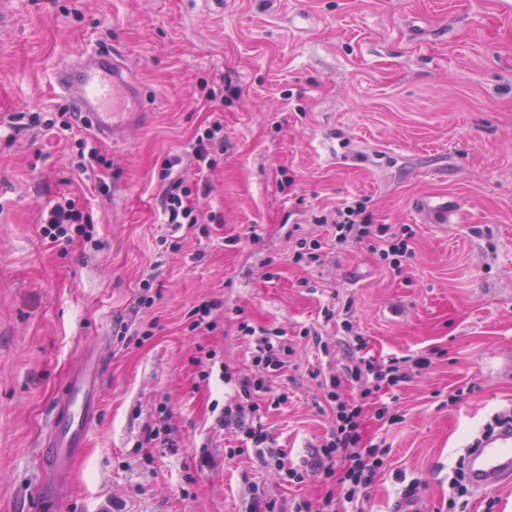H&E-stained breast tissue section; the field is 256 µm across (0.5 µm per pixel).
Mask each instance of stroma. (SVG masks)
Masks as SVG:
<instances>
[{"label":"stroma","mask_w":512,"mask_h":512,"mask_svg":"<svg viewBox=\"0 0 512 512\" xmlns=\"http://www.w3.org/2000/svg\"><path fill=\"white\" fill-rule=\"evenodd\" d=\"M123 54L148 97L143 125L80 172L89 132L54 91L65 55ZM215 94L224 151L203 210L158 257L168 229L157 179L187 154ZM40 113L42 125L9 117ZM53 127H45V120ZM106 191H99V184ZM83 199L93 241L67 251L40 229L57 199ZM363 197L374 224L412 227L413 254L393 273L366 246L336 244L320 218ZM448 205V221L432 213ZM323 245L293 262L292 225ZM155 273L153 307L138 308ZM217 301L216 327L189 312ZM350 306L352 331L324 321ZM280 327L296 350L271 374L288 402L263 423L289 466L310 470L331 426L320 378L343 376L354 337L377 359L430 354L399 392L402 421H370L391 453L366 512H394L418 481L422 512H448V478L465 445L512 408V0H8L0 15V512H244L250 484L292 512L321 497L254 455L227 459L215 423L226 386L199 379L214 355L252 372L241 322ZM142 331L126 344L123 326ZM110 346L101 411L72 482L55 501L39 443L59 384L81 348ZM328 351H321L320 342ZM461 398L449 402L448 397ZM178 446L144 441L161 409Z\"/></svg>","instance_id":"1"}]
</instances>
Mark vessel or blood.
Wrapping results in <instances>:
<instances>
[{
    "mask_svg": "<svg viewBox=\"0 0 512 512\" xmlns=\"http://www.w3.org/2000/svg\"><path fill=\"white\" fill-rule=\"evenodd\" d=\"M53 87L74 107L94 138L119 143L144 121L147 103L140 84L115 51L91 48L63 59L53 73ZM105 352L88 349L60 387V397L43 445L57 485H66L72 461L85 446L98 411L99 381ZM470 482L486 490L512 480V425L482 438L466 460Z\"/></svg>",
    "mask_w": 512,
    "mask_h": 512,
    "instance_id": "vessel-or-blood-1",
    "label": "vessel or blood"
}]
</instances>
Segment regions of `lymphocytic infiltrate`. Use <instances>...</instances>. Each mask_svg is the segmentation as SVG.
<instances>
[{
    "instance_id": "obj_1",
    "label": "lymphocytic infiltrate",
    "mask_w": 512,
    "mask_h": 512,
    "mask_svg": "<svg viewBox=\"0 0 512 512\" xmlns=\"http://www.w3.org/2000/svg\"><path fill=\"white\" fill-rule=\"evenodd\" d=\"M181 162L179 155H167L158 170V178L164 185L161 207L174 231L173 236L161 238L160 243L165 250L172 252L180 247L178 231L194 227L200 221L191 201L192 195L205 197L212 191L208 181L190 187L183 179L175 177L173 171ZM366 209L367 201L363 198L336 209L331 226L337 244L364 245L387 261L393 273H401L412 255V228L368 223ZM93 230L92 217L77 197H66L52 205L41 226L43 237L62 247L78 239L91 240ZM240 331L252 345V363L256 371L236 378L225 371L220 374L221 380L234 385L216 419L218 425L233 429L235 434L236 444L226 449L225 455L232 459L253 453L262 465H273L283 470L289 482H304L306 472L286 466L284 453L273 448L261 413L262 404L277 407L287 402V392L272 391L266 376L287 367L295 350L289 345L284 329L256 328L245 322L241 324ZM355 346L357 355L347 366L344 377L333 376L325 383L333 425L316 450L317 469L325 478L335 479L340 491L326 493L317 502L304 500L295 503L294 512H339L346 504L353 512H362L367 491L376 482L384 460L391 452L385 441L366 435L365 415L370 412L377 421L397 422L399 389L431 364L430 359L423 355L410 361L364 356L366 343L360 337L356 338ZM345 381L355 385V396L347 398L342 395L340 386Z\"/></svg>"
}]
</instances>
